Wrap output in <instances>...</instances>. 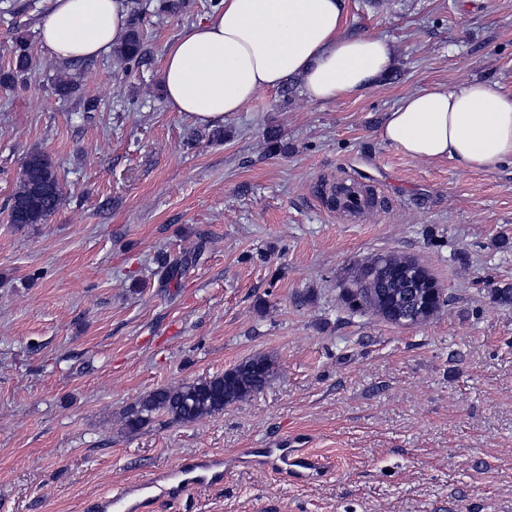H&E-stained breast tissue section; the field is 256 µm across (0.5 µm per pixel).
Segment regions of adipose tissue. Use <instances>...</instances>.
I'll list each match as a JSON object with an SVG mask.
<instances>
[{"label":"adipose tissue","mask_w":512,"mask_h":512,"mask_svg":"<svg viewBox=\"0 0 512 512\" xmlns=\"http://www.w3.org/2000/svg\"><path fill=\"white\" fill-rule=\"evenodd\" d=\"M345 14V0H222L165 51L170 108L218 124L292 76L314 101L370 89L390 70L391 47L382 36L346 35ZM128 24L125 0H51L41 41L61 62L95 58L123 41ZM380 136L414 159L493 172L512 164V93L483 80L425 88L388 112Z\"/></svg>","instance_id":"adipose-tissue-1"}]
</instances>
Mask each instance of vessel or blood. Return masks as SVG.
<instances>
[{"instance_id":"b4317fda","label":"vessel or blood","mask_w":512,"mask_h":512,"mask_svg":"<svg viewBox=\"0 0 512 512\" xmlns=\"http://www.w3.org/2000/svg\"><path fill=\"white\" fill-rule=\"evenodd\" d=\"M262 464L272 470L307 474L322 470V463L303 448H271ZM224 461L218 456H203L176 469L160 473L154 481L112 488L108 495L93 500L92 512H136L141 500L159 494L175 495L196 486H215L224 478Z\"/></svg>"}]
</instances>
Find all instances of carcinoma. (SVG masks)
Wrapping results in <instances>:
<instances>
[{"label": "carcinoma", "instance_id": "obj_1", "mask_svg": "<svg viewBox=\"0 0 512 512\" xmlns=\"http://www.w3.org/2000/svg\"><path fill=\"white\" fill-rule=\"evenodd\" d=\"M17 55L9 71L0 74V85L12 88L26 80L32 61L27 52L25 31L18 29L14 37ZM126 62L138 61L143 55V37L133 27L117 48ZM64 198L63 184L49 155L33 151L22 165L19 186L11 198L9 221L20 227L44 224L60 208ZM200 252L158 261L160 284L166 288L194 264ZM418 265L412 258L379 254L370 260L352 265L339 281L338 301L353 313H373L392 321L396 313L410 310L416 315L413 323L430 320L448 302L436 277L423 269V282L416 285L400 275L407 266ZM273 372V363L266 356L247 358L222 375L184 383L176 388H158L130 405L123 415L124 429L136 433L148 425L155 415L163 414L176 423H192L224 410L265 387Z\"/></svg>", "mask_w": 512, "mask_h": 512}]
</instances>
